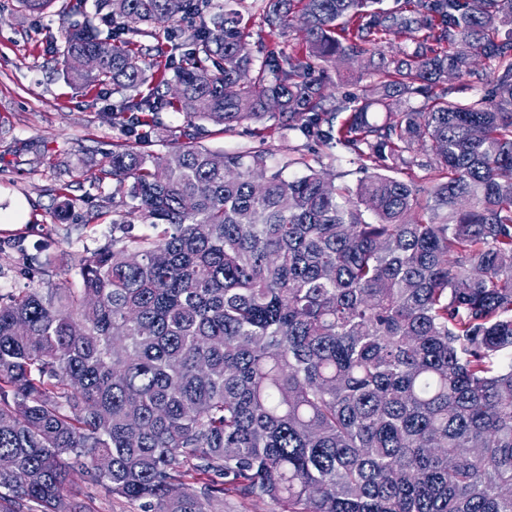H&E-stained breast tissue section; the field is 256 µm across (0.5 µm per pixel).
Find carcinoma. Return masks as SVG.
Masks as SVG:
<instances>
[{
	"mask_svg": "<svg viewBox=\"0 0 512 512\" xmlns=\"http://www.w3.org/2000/svg\"><path fill=\"white\" fill-rule=\"evenodd\" d=\"M291 2L270 0L271 31ZM299 2L302 52L270 50L256 72L222 8L172 79L149 73L132 36L203 0H93L107 35L64 29V79L128 93L101 172L130 204L76 287L0 295V512H86L66 503V458L141 512L225 494L281 512H512V0ZM392 32L411 44L388 57ZM80 53L96 67L71 68ZM332 62L370 77L338 126L314 76ZM463 76L491 94L456 99ZM168 109L187 125L159 155ZM266 117L374 172L337 187L302 158L270 173L262 151L200 141L205 123Z\"/></svg>",
	"mask_w": 512,
	"mask_h": 512,
	"instance_id": "obj_1",
	"label": "carcinoma"
}]
</instances>
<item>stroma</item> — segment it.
<instances>
[{
    "label": "stroma",
    "instance_id": "stroma-1",
    "mask_svg": "<svg viewBox=\"0 0 512 512\" xmlns=\"http://www.w3.org/2000/svg\"><path fill=\"white\" fill-rule=\"evenodd\" d=\"M268 0H236L246 23L247 48L261 65L267 47L292 51L302 46V16H291L285 33H270L263 23ZM69 0H55L43 14L23 11L18 0H0V294L24 288L51 290L71 278L77 256L112 240V213L126 197L103 177L101 162L122 140L124 101L111 89L76 90L63 79L56 47L64 26L74 19ZM200 17L144 26L138 44L169 52L172 36L188 37ZM204 143L211 149L266 152L268 167L290 164L306 152L303 138L273 120L244 123L224 134L210 127ZM37 259L40 273L22 269ZM70 502L87 512H138L137 504L94 485L74 470Z\"/></svg>",
    "mask_w": 512,
    "mask_h": 512
}]
</instances>
